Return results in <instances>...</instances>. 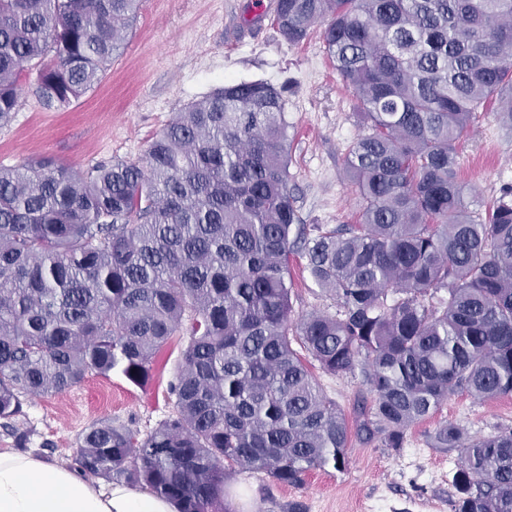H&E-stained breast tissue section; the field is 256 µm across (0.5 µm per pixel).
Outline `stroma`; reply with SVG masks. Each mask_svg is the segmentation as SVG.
<instances>
[{"mask_svg": "<svg viewBox=\"0 0 512 512\" xmlns=\"http://www.w3.org/2000/svg\"><path fill=\"white\" fill-rule=\"evenodd\" d=\"M262 0H140L134 24L102 82L68 110L42 108L35 78L22 80L19 106L0 128V166L52 156L86 170L114 161L143 158L150 140L188 102L227 82L291 83L285 118L292 140L289 188L303 223L334 227L359 220L360 203L349 184L344 157L365 128L357 101L329 60L320 27L297 45L272 25ZM499 103L478 113L459 148L458 176L471 187L473 210L484 211L512 187V122ZM293 314L335 313L306 269L301 249L289 256ZM188 343L171 336L160 350L147 384L122 375L91 376L63 394L27 401L13 427L0 425V450L31 452L73 467L84 431L109 420L146 436L172 411L169 385ZM486 436L512 427V396L484 402L459 393L435 414L411 426L394 452L352 442L344 469L314 470L302 486L272 481L260 471L233 474L224 495L231 512H451L456 452L432 448L443 422Z\"/></svg>", "mask_w": 512, "mask_h": 512, "instance_id": "35a3bbf8", "label": "stroma"}]
</instances>
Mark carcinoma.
<instances>
[{"mask_svg": "<svg viewBox=\"0 0 512 512\" xmlns=\"http://www.w3.org/2000/svg\"><path fill=\"white\" fill-rule=\"evenodd\" d=\"M139 2L0 0V127L30 69L48 111L98 86ZM273 23L290 44L322 24L355 94L369 129L345 158L359 223H301L285 89L263 81L187 103L143 165L0 167V419L94 375L143 385L186 331L169 417L141 440L95 422L75 455L82 475L145 486L177 512H229L237 471L300 486L340 470L353 436L398 452L455 394L512 395V188L482 218L457 177L476 112L500 97L512 120V0H276ZM299 243L338 312L294 324ZM309 358L359 374L355 424ZM433 445L459 452L452 512H512V428L446 421Z\"/></svg>", "mask_w": 512, "mask_h": 512, "instance_id": "1", "label": "carcinoma"}]
</instances>
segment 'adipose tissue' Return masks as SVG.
Segmentation results:
<instances>
[{
  "mask_svg": "<svg viewBox=\"0 0 512 512\" xmlns=\"http://www.w3.org/2000/svg\"><path fill=\"white\" fill-rule=\"evenodd\" d=\"M0 512H177L125 481L92 483L33 453L0 451Z\"/></svg>",
  "mask_w": 512,
  "mask_h": 512,
  "instance_id": "obj_1",
  "label": "adipose tissue"
}]
</instances>
